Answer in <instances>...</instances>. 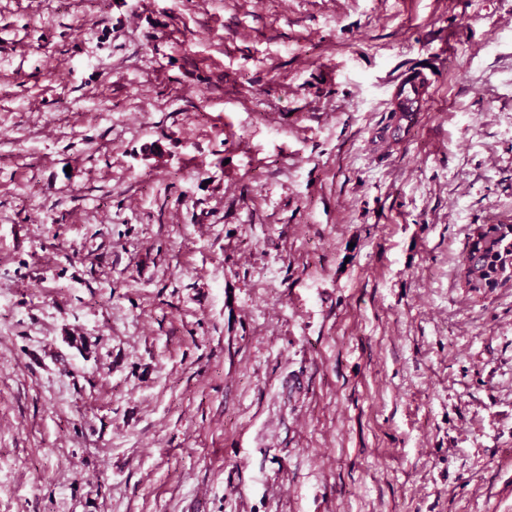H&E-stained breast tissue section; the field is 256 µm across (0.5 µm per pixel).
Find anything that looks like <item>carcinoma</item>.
<instances>
[{
  "instance_id": "carcinoma-1",
  "label": "carcinoma",
  "mask_w": 512,
  "mask_h": 512,
  "mask_svg": "<svg viewBox=\"0 0 512 512\" xmlns=\"http://www.w3.org/2000/svg\"><path fill=\"white\" fill-rule=\"evenodd\" d=\"M493 240L487 244L471 236L464 249L463 261L473 258L481 262L484 271L483 287H471L475 295H483L505 286L501 279L512 280V224H496L492 227Z\"/></svg>"
}]
</instances>
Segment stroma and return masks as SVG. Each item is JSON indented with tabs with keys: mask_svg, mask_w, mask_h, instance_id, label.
Listing matches in <instances>:
<instances>
[{
	"mask_svg": "<svg viewBox=\"0 0 512 512\" xmlns=\"http://www.w3.org/2000/svg\"><path fill=\"white\" fill-rule=\"evenodd\" d=\"M483 224L512 0H0V512H512ZM426 68L403 73L397 80L392 92V111L398 121L411 120V112H417L429 100L431 78Z\"/></svg>",
	"mask_w": 512,
	"mask_h": 512,
	"instance_id": "stroma-1",
	"label": "stroma"
}]
</instances>
